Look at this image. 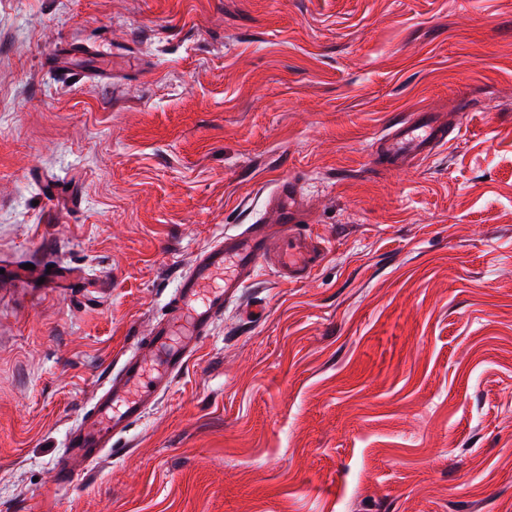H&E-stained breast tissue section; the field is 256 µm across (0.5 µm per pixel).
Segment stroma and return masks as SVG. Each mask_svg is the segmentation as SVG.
Segmentation results:
<instances>
[{"instance_id": "1", "label": "stroma", "mask_w": 512, "mask_h": 512, "mask_svg": "<svg viewBox=\"0 0 512 512\" xmlns=\"http://www.w3.org/2000/svg\"><path fill=\"white\" fill-rule=\"evenodd\" d=\"M417 109L447 149L374 160ZM290 177L325 262L259 267L57 488L176 272ZM0 512H512V0H0Z\"/></svg>"}]
</instances>
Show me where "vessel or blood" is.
<instances>
[{"label":"vessel or blood","mask_w":512,"mask_h":512,"mask_svg":"<svg viewBox=\"0 0 512 512\" xmlns=\"http://www.w3.org/2000/svg\"><path fill=\"white\" fill-rule=\"evenodd\" d=\"M451 134L438 114L414 111L378 138L374 157L390 167L410 169L446 149ZM268 205L273 223L258 219L243 230L225 233L180 275L150 336L137 339L121 354L107 385L69 432L66 451L57 462V486H72L90 472L171 388L225 304L237 300L259 266L290 284L311 278L327 255V245L304 230L308 213L301 186L293 179L277 181Z\"/></svg>","instance_id":"1"}]
</instances>
